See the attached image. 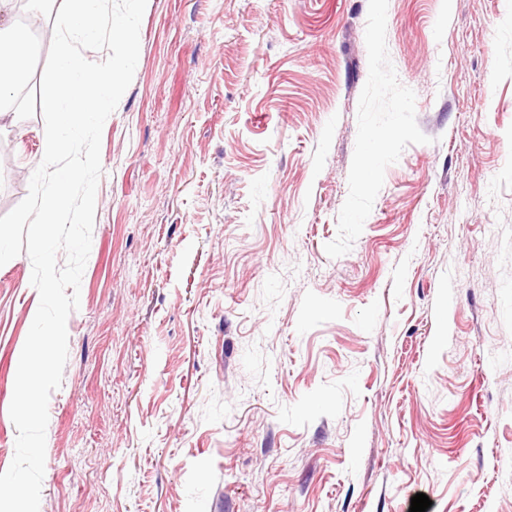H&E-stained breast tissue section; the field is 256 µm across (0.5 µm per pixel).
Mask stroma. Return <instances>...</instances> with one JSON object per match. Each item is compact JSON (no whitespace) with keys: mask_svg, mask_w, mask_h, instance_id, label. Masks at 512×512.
<instances>
[{"mask_svg":"<svg viewBox=\"0 0 512 512\" xmlns=\"http://www.w3.org/2000/svg\"><path fill=\"white\" fill-rule=\"evenodd\" d=\"M139 38L39 512H512V0H147ZM31 274L0 266V472Z\"/></svg>","mask_w":512,"mask_h":512,"instance_id":"1","label":"stroma"}]
</instances>
